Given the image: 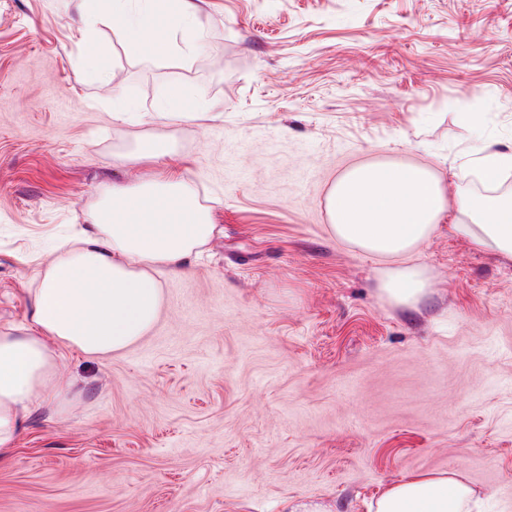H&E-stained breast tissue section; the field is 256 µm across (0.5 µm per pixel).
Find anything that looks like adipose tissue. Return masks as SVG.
Returning <instances> with one entry per match:
<instances>
[{"mask_svg": "<svg viewBox=\"0 0 512 512\" xmlns=\"http://www.w3.org/2000/svg\"><path fill=\"white\" fill-rule=\"evenodd\" d=\"M106 11L126 15L129 49L166 57L177 47L193 48L200 30L195 0H180L169 16L170 38L143 44L159 15L158 0H140L139 15L127 16L128 0H101ZM465 216L456 225L476 247L512 261V202L487 198L449 202L442 179L431 169L393 160L351 168L331 186L326 208L329 229L341 241L385 259L410 253L436 230L449 208ZM215 226L186 182L156 181L113 193L90 215L75 245L39 276L29 323L0 333V462L26 430L34 408L64 405L76 396L73 380L58 376L62 352L87 356L120 352L150 329L161 306L156 268L186 270L212 238ZM431 288L420 265L381 270L378 289L390 304L416 308ZM59 347L49 349L45 337ZM373 512H479L475 491L458 472L413 475L390 485Z\"/></svg>", "mask_w": 512, "mask_h": 512, "instance_id": "ef3b65f1", "label": "adipose tissue"}]
</instances>
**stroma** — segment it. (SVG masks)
<instances>
[{
	"instance_id": "35a3bbf8",
	"label": "stroma",
	"mask_w": 512,
	"mask_h": 512,
	"mask_svg": "<svg viewBox=\"0 0 512 512\" xmlns=\"http://www.w3.org/2000/svg\"><path fill=\"white\" fill-rule=\"evenodd\" d=\"M186 56L131 54L126 19L78 31L75 0H0V330L113 188L184 180L216 231L159 272L150 330L44 403L0 465V512H368L405 477L456 471L512 512V262L444 214L387 260L335 238L347 168L431 166L450 199L495 194L479 160L512 150V0H198ZM184 98L202 121L161 117ZM130 111L128 121L112 118ZM170 137L162 161L145 144ZM431 277L420 265H402L381 270L378 289L390 304L402 308H416L431 288Z\"/></svg>"
}]
</instances>
